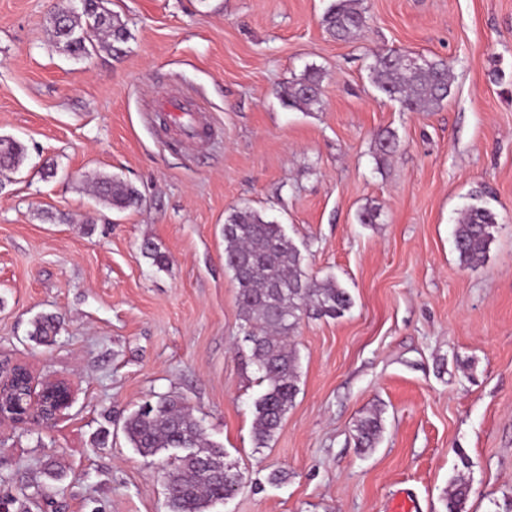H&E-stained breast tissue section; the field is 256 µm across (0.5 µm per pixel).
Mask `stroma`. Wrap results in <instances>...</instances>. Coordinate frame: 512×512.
Listing matches in <instances>:
<instances>
[{
	"label": "stroma",
	"mask_w": 512,
	"mask_h": 512,
	"mask_svg": "<svg viewBox=\"0 0 512 512\" xmlns=\"http://www.w3.org/2000/svg\"><path fill=\"white\" fill-rule=\"evenodd\" d=\"M331 2L106 0L128 41L75 58L51 36L60 0H0V137L27 150L0 185V356L74 395L51 427H0V487L43 484L38 512H167V452L141 455L122 431L165 394L245 475L210 512H387L404 496L446 512L460 471L467 512L512 502V0H363L346 41L319 23ZM392 49L448 62L439 107L376 90L369 66ZM309 66L320 106H284L276 89ZM170 94L201 107L208 144L159 130ZM385 130L396 147L380 160ZM100 173L143 206L99 205ZM472 203L498 229L467 266L453 232ZM245 206L352 298L293 333L299 393L264 448L252 424L266 385L224 266V221ZM366 208L375 223L359 222ZM46 313L64 323L41 344L29 332ZM373 410L382 437L361 454L354 425ZM49 463L62 480L45 479Z\"/></svg>",
	"instance_id": "obj_1"
}]
</instances>
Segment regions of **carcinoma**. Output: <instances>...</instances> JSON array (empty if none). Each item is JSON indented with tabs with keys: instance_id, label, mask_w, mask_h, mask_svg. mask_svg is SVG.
Wrapping results in <instances>:
<instances>
[{
	"instance_id": "1",
	"label": "carcinoma",
	"mask_w": 512,
	"mask_h": 512,
	"mask_svg": "<svg viewBox=\"0 0 512 512\" xmlns=\"http://www.w3.org/2000/svg\"><path fill=\"white\" fill-rule=\"evenodd\" d=\"M83 14L92 18L94 28L112 42L129 39L121 19L106 9L103 0H83ZM364 24L361 0H333L322 14L320 25L332 37L346 40ZM79 16L69 12L54 17L53 37L62 49L79 58L89 52ZM376 88L390 100L411 110H424L445 100L449 94L450 67L443 61H426L412 69L397 51L374 57L370 65ZM320 73L305 70L301 78L277 89L288 106L309 110L320 105ZM26 158V148L10 139H0V169L16 171ZM95 194L110 209L138 208L143 198L136 187L116 177L100 176L94 182ZM496 214L489 208L470 204L455 224V246L462 262L472 265L484 260L487 246L497 228ZM224 266L238 285L237 305L244 340L265 392L254 402L255 447L265 448L279 430L298 393L297 357L288 343L305 317L336 319L351 305L348 292L332 281L320 282L302 267L299 253L281 226L265 220L249 207L237 208L224 223ZM61 328V317L46 314L32 323L30 336L47 343ZM123 431L132 447L144 456L184 445L194 449L185 459H176L166 478L169 512H208L211 504L232 497L243 483V473L226 461L224 448L206 441L200 422L183 406L182 398L162 395L146 403L124 420ZM382 432L378 414L361 418L355 425V446L363 452L376 447ZM470 484L457 475L446 497L447 512H466ZM42 498V488L23 486L18 495H0L7 512H30Z\"/></svg>"
}]
</instances>
